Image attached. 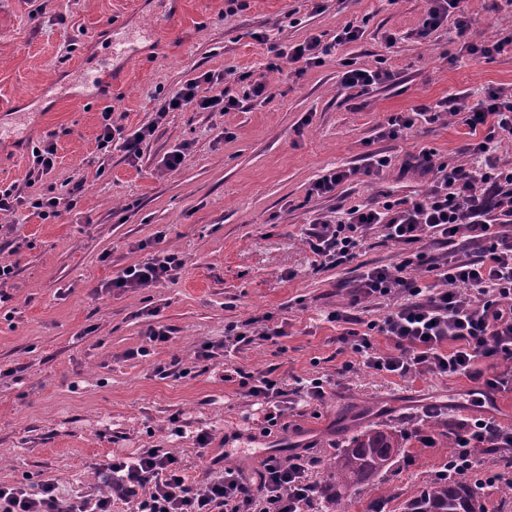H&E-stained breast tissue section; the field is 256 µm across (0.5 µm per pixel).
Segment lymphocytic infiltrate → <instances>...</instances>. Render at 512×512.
I'll use <instances>...</instances> for the list:
<instances>
[{"mask_svg": "<svg viewBox=\"0 0 512 512\" xmlns=\"http://www.w3.org/2000/svg\"><path fill=\"white\" fill-rule=\"evenodd\" d=\"M453 22L456 36L473 59H488L512 49V33L487 43L468 41L472 25L465 0H425L418 38L429 37L445 22ZM223 74L206 72L198 82L172 93L158 110L167 113L192 108L203 112L236 109V99L223 94L199 95V83L219 84ZM455 117L470 132L484 130L466 147L468 159L451 164L434 150L407 152L401 166H394L388 152L370 153L364 167L342 166L326 170L311 185L320 197L333 195L354 176H383L392 168L417 172L427 187L405 199L381 206L350 207L337 221L315 220L305 243L318 267H347L350 277L342 282L348 301L327 318L340 326L336 340L358 356L366 368L400 378L463 375L481 382L483 391L496 395L512 391V370L501 364L512 360V166L500 163L492 152L494 139H512V91L497 88L470 104L466 96L452 99L447 110L418 104L407 112L391 114L381 125L379 137L397 139L417 121L435 122ZM84 189L75 182L65 195L31 201L14 188H0V213L15 214L23 204L55 217L60 207H73ZM379 231L385 243L398 251L390 264L370 266L358 262L364 236ZM185 266L181 254L165 250L145 261L126 266L116 274L123 288H151L176 280ZM390 301L380 321L362 322L357 309L374 301ZM269 315L240 325H228L223 341L197 347L195 359H213L259 346L285 336L284 327H269ZM389 341L387 350L374 339ZM485 368H478V361ZM225 380L237 383L246 397L264 408L261 434L272 428L288 430L296 401L323 404L328 387L320 378L288 391L271 373L242 369L225 372ZM501 451L512 445V431L480 418L456 436V462L476 473L481 483H495L499 474L474 455L475 446ZM220 467L189 481L177 454L160 448H143L137 454H115L95 467L101 482L98 492L67 498L55 479L45 478L37 489L27 484H0V512H112L115 503L133 504L135 512H315L317 485L310 475L320 464L313 452L296 451L288 458L267 455L253 472L224 464L223 455L210 457Z\"/></svg>", "mask_w": 512, "mask_h": 512, "instance_id": "f902f5d3", "label": "lymphocytic infiltrate"}]
</instances>
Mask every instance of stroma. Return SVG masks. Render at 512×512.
<instances>
[{"mask_svg": "<svg viewBox=\"0 0 512 512\" xmlns=\"http://www.w3.org/2000/svg\"><path fill=\"white\" fill-rule=\"evenodd\" d=\"M424 0H0V185L37 197L83 180L73 209L42 218L19 208L0 215L14 225L0 234V262L13 277L0 284V483L35 484L55 478L67 496L96 489L93 466L141 448L177 452L190 477L203 462L194 438L212 435L211 451L244 470L257 467L266 448L288 455L313 445L324 465L341 445L340 433L370 422L406 426L436 408L456 425L491 417L512 427V393L486 400L463 375L398 378L337 353L339 332L327 315L342 303V270H320L303 237L319 217L340 218L354 205L397 200L424 188L416 174L391 171L357 177L333 196L309 195L324 170L361 166L369 153L390 150L403 161L425 147L449 162L461 159L470 136L463 124L421 123L407 137H377L393 113L465 94L512 88V51L475 62L452 26L421 42ZM471 41L491 42L512 31V0H467ZM360 40L302 76L275 70L270 44L283 46L315 35L332 42L348 23ZM138 42L136 55L117 56L114 42ZM397 74L394 82L362 91L343 89L345 63ZM231 68L223 87L238 101L228 112L184 109L153 118L165 97L207 71ZM95 75L97 97L81 86ZM265 80L264 102L251 96ZM134 131L155 124L140 159L119 148L102 151L97 137L104 110ZM54 135L57 163L30 181L31 147ZM189 150L176 171L167 153ZM163 239H156V232ZM161 250L179 251V279L153 288L114 289L125 266ZM264 313L286 321L277 342L228 358L198 360L203 342ZM171 328L170 340L150 357L127 359L144 345L149 326ZM191 373L157 375L172 358ZM274 370L289 388L316 377L331 380L324 404L303 407L289 431L261 435L259 405L225 381L226 367ZM180 416L184 437L172 435ZM438 448L399 457L384 487L409 489L433 478L447 463Z\"/></svg>", "mask_w": 512, "mask_h": 512, "instance_id": "1", "label": "stroma"}]
</instances>
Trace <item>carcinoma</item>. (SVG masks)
I'll list each match as a JSON object with an SVG mask.
<instances>
[{"mask_svg": "<svg viewBox=\"0 0 512 512\" xmlns=\"http://www.w3.org/2000/svg\"><path fill=\"white\" fill-rule=\"evenodd\" d=\"M427 423L430 437L438 438L441 447L453 454V422L436 416L427 419ZM409 439L410 435L399 427L375 423L346 436L330 464L329 475L319 483L326 512H349L351 490L366 494L363 512H381L386 499L400 500L401 512H489L467 472L439 476L410 494L393 489L387 491L384 499L373 495Z\"/></svg>", "mask_w": 512, "mask_h": 512, "instance_id": "obj_1", "label": "carcinoma"}]
</instances>
